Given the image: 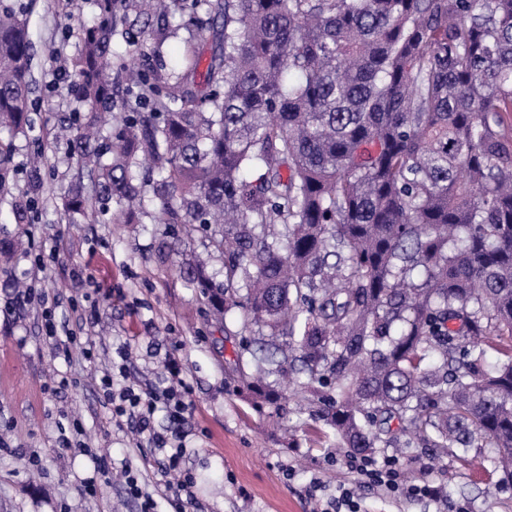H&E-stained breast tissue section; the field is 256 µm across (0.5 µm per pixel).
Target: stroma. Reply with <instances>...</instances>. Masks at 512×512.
<instances>
[{
    "label": "stroma",
    "instance_id": "1",
    "mask_svg": "<svg viewBox=\"0 0 512 512\" xmlns=\"http://www.w3.org/2000/svg\"><path fill=\"white\" fill-rule=\"evenodd\" d=\"M23 10L34 46V129L14 141L17 187L25 189L27 161L45 150L43 179L27 224L16 223L10 201H0V239H22L25 252L0 263V512H138L127 491L135 475L160 512H169L162 471L165 453L147 447L150 432L171 423L157 410L148 429L115 422L101 379L122 348L131 382L166 386L179 374L191 387L180 432L186 448L181 475L189 476L188 512H320L338 489H354L361 512H512V482L491 464L476 466L477 449H449L433 459L419 455L403 467L409 480L428 479L441 500L394 499L365 483L351 468L333 429L311 419L300 394L279 388L271 405L244 383L255 342L242 331L237 311L223 320L208 313L200 289L185 269L195 256L208 259L214 281L224 278V258L210 252L199 226L175 228L157 215L137 224L60 223L58 195L76 172V160L56 131L75 102V76L66 61L78 32L92 21L91 0H9ZM181 37L135 57L125 36H115L117 61L137 66L180 65ZM65 74L48 91L54 69ZM52 307L58 333L83 316L88 336L68 354L44 342V307Z\"/></svg>",
    "mask_w": 512,
    "mask_h": 512
}]
</instances>
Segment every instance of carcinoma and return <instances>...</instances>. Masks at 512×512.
I'll return each mask as SVG.
<instances>
[{
    "label": "carcinoma",
    "mask_w": 512,
    "mask_h": 512,
    "mask_svg": "<svg viewBox=\"0 0 512 512\" xmlns=\"http://www.w3.org/2000/svg\"><path fill=\"white\" fill-rule=\"evenodd\" d=\"M69 224H133L146 195L224 256L191 284L258 328L252 387L305 376L339 445L490 448L512 478V0H94ZM134 19H129V13ZM188 16L181 73L114 71ZM27 19L0 11V131L26 136ZM34 153L30 193L46 191ZM17 174L0 143V198ZM497 358L490 361L489 352Z\"/></svg>",
    "instance_id": "1"
}]
</instances>
